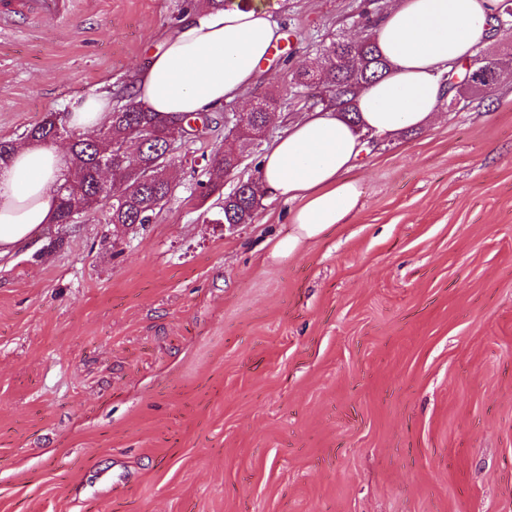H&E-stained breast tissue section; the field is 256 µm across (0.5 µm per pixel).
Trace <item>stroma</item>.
Listing matches in <instances>:
<instances>
[{
	"mask_svg": "<svg viewBox=\"0 0 512 512\" xmlns=\"http://www.w3.org/2000/svg\"><path fill=\"white\" fill-rule=\"evenodd\" d=\"M287 61L234 103L286 95L319 49L395 0H264ZM183 0H79L0 29V138L133 84ZM476 56L504 75L351 171L363 196L298 254L270 259L292 204L206 222L223 131L179 145L151 223L101 212L0 257V512H512V30ZM227 154H226V153ZM235 152L217 149L202 169V176L205 178L197 182L201 189L200 196L207 198L220 189L224 184V172L230 168H237L232 154ZM238 154V153H235ZM242 156V154H238Z\"/></svg>",
	"mask_w": 512,
	"mask_h": 512,
	"instance_id": "stroma-1",
	"label": "stroma"
}]
</instances>
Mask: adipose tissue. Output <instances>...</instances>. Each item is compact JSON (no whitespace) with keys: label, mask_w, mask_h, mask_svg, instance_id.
<instances>
[{"label":"adipose tissue","mask_w":512,"mask_h":512,"mask_svg":"<svg viewBox=\"0 0 512 512\" xmlns=\"http://www.w3.org/2000/svg\"><path fill=\"white\" fill-rule=\"evenodd\" d=\"M502 0H396L368 33L389 68L358 97L361 121L353 126L317 107L290 125L260 161V186L295 203L291 229L271 255L286 259L355 215L362 189L350 179L370 132L395 137L440 115L449 93L444 76L467 62L485 42ZM281 37V27L261 0L187 14L140 72L134 99L146 112H205L238 99ZM109 97L90 96L74 106L69 125L90 133L107 124ZM71 171L59 147L26 143L0 170V256L26 244L54 223L53 186Z\"/></svg>","instance_id":"1"}]
</instances>
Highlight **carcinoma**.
Returning a JSON list of instances; mask_svg holds the SVG:
<instances>
[{"label":"carcinoma","instance_id":"obj_1","mask_svg":"<svg viewBox=\"0 0 512 512\" xmlns=\"http://www.w3.org/2000/svg\"><path fill=\"white\" fill-rule=\"evenodd\" d=\"M387 68L376 44L369 37L358 41L333 40L323 46L318 67L314 71L303 70L293 76L290 94L299 96L311 86L322 88L317 94L306 95V101L314 108L319 104L333 106L349 121L357 120L356 97L361 88L382 75ZM68 114L51 112L40 123L28 129L25 138L44 145L50 144L51 133L58 124L66 125ZM190 118L162 117L140 110L133 95L126 92L117 99L111 122L96 138L89 139L70 132L69 152L74 174L65 177L54 186L58 199L56 223L70 224L74 207L85 203L86 211L99 210L108 224H148L156 209L170 198V185L161 181L143 182L138 177L129 180L125 192L112 202H98L97 178L101 160H112L114 178L123 179L124 163L119 148L137 137L154 136L144 145L140 154L142 172L156 165L157 153L163 148L165 138L178 129L190 127ZM237 167L232 152L218 149L202 169L203 180L197 182L201 196L206 198L224 184V172ZM261 191L259 181L245 180L224 194V206L213 212L208 221L215 224H249L259 206Z\"/></svg>","mask_w":512,"mask_h":512}]
</instances>
